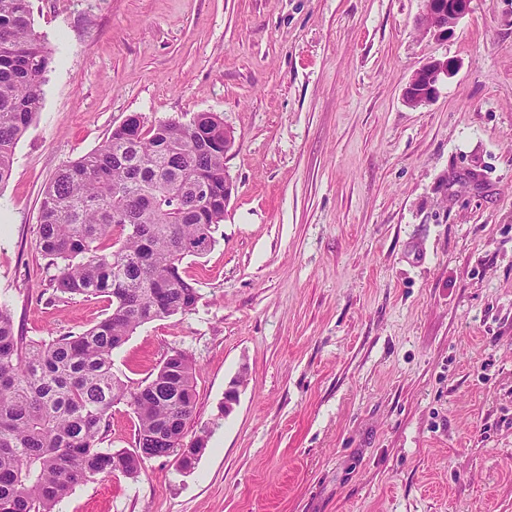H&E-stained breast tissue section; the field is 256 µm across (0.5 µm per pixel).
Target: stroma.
<instances>
[{
    "label": "stroma",
    "mask_w": 512,
    "mask_h": 512,
    "mask_svg": "<svg viewBox=\"0 0 512 512\" xmlns=\"http://www.w3.org/2000/svg\"><path fill=\"white\" fill-rule=\"evenodd\" d=\"M32 3L52 64L0 186V304L26 338L112 310L50 285L36 232L60 168L132 113L214 112L235 138L216 243L182 264L195 309L113 354L133 391L184 351L206 446L57 512H512V0H472L445 40L424 0ZM441 57L457 72L406 106ZM137 427L115 404L103 447ZM459 62L453 58L430 59L421 64L411 75L403 100L411 108L425 107L438 96L442 84L458 69Z\"/></svg>",
    "instance_id": "stroma-1"
}]
</instances>
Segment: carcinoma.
<instances>
[{"label": "carcinoma", "instance_id": "carcinoma-1", "mask_svg": "<svg viewBox=\"0 0 512 512\" xmlns=\"http://www.w3.org/2000/svg\"><path fill=\"white\" fill-rule=\"evenodd\" d=\"M52 62L31 0H0V185L41 109ZM224 120L134 121L61 168L43 190L37 245L57 268L61 296L116 299L80 333L26 341L0 305V512H57L101 474L133 477L146 460L196 452L181 443L195 410V367L177 350L135 391L113 352L141 325L192 311L194 283L179 272L215 244L224 221ZM129 400L137 451L102 448L112 406Z\"/></svg>", "mask_w": 512, "mask_h": 512}]
</instances>
